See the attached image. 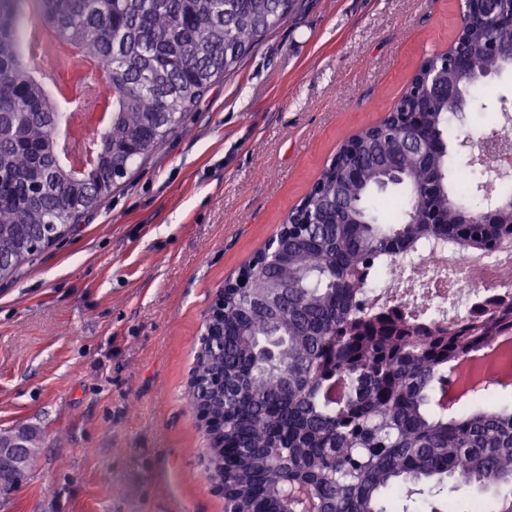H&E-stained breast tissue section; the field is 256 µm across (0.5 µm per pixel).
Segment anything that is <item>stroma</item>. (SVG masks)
Masks as SVG:
<instances>
[{
    "label": "stroma",
    "mask_w": 512,
    "mask_h": 512,
    "mask_svg": "<svg viewBox=\"0 0 512 512\" xmlns=\"http://www.w3.org/2000/svg\"><path fill=\"white\" fill-rule=\"evenodd\" d=\"M300 3L76 232L0 280V431L39 438L0 512H224L184 399L205 314L461 26V0ZM469 100L467 126L499 128L512 69Z\"/></svg>",
    "instance_id": "obj_1"
}]
</instances>
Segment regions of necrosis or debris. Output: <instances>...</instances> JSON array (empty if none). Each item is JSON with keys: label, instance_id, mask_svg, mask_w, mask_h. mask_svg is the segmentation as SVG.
<instances>
[{"label": "necrosis or debris", "instance_id": "necrosis-or-debris-1", "mask_svg": "<svg viewBox=\"0 0 512 512\" xmlns=\"http://www.w3.org/2000/svg\"><path fill=\"white\" fill-rule=\"evenodd\" d=\"M364 296L370 308H395L421 324L458 322L512 300V247L482 255L426 248L372 271Z\"/></svg>", "mask_w": 512, "mask_h": 512}]
</instances>
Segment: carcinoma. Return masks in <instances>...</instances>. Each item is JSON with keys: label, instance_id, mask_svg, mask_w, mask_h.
I'll return each mask as SVG.
<instances>
[{"label": "carcinoma", "instance_id": "1", "mask_svg": "<svg viewBox=\"0 0 512 512\" xmlns=\"http://www.w3.org/2000/svg\"><path fill=\"white\" fill-rule=\"evenodd\" d=\"M39 25L106 61L101 89L112 121L89 142L90 171L63 160L65 109L34 76L22 0H0V279L13 277L48 236L73 232L137 161L161 148L209 88L297 0H32ZM463 39L429 57L431 79L469 95L480 76L512 66V25L461 4ZM489 41L493 55L481 50ZM411 112L389 113L343 141L271 254L224 285L210 310L185 400L204 415L208 474L224 482L228 512H389L387 493L439 512L454 479L494 489L489 512H512V411L448 416L455 370L512 330V302L448 326L373 313L363 284L373 268L427 245L494 250L512 236V204L472 210L451 168L452 110L412 80ZM404 192L401 221L375 202Z\"/></svg>", "mask_w": 512, "mask_h": 512}]
</instances>
